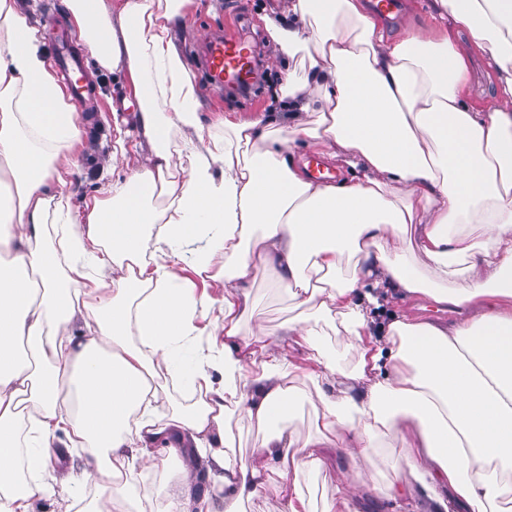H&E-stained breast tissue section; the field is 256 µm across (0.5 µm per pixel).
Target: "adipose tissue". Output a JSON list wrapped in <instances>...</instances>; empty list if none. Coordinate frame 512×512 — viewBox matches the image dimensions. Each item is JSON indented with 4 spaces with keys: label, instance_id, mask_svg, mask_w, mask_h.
<instances>
[{
    "label": "adipose tissue",
    "instance_id": "obj_1",
    "mask_svg": "<svg viewBox=\"0 0 512 512\" xmlns=\"http://www.w3.org/2000/svg\"><path fill=\"white\" fill-rule=\"evenodd\" d=\"M189 2L68 0L92 58L130 79L149 147L78 210L60 190L78 115L28 14L0 0V512H31L62 481L61 431L96 490L77 512H145L138 460L172 466L167 512H245L289 472L325 469L321 448L368 463L387 433L434 512H512V0H436L496 66L492 111L463 101L467 49L450 34L377 42L361 0H291L302 28L263 17L280 53L306 63L284 80L285 111L211 123L171 38ZM299 141L349 177L314 182L288 155ZM192 244L216 295L179 273ZM267 269L308 314L242 334ZM381 292L469 314L405 316L377 339ZM214 309L220 351L175 368ZM331 313L357 349L348 372L319 342ZM295 346L306 366L289 360ZM175 371L202 398L161 423L159 380ZM301 399L316 433L299 454L287 423ZM233 415L255 429L262 465L235 453Z\"/></svg>",
    "mask_w": 512,
    "mask_h": 512
}]
</instances>
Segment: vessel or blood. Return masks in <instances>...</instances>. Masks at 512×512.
I'll use <instances>...</instances> for the list:
<instances>
[{"label": "vessel or blood", "instance_id": "b4317fda", "mask_svg": "<svg viewBox=\"0 0 512 512\" xmlns=\"http://www.w3.org/2000/svg\"><path fill=\"white\" fill-rule=\"evenodd\" d=\"M199 63L209 86L216 91L227 87L241 91L254 85L252 49L237 38L225 36L223 30L209 31L203 37ZM54 70L70 100L82 111H92L99 101L95 81L68 36H61L55 46Z\"/></svg>", "mask_w": 512, "mask_h": 512}]
</instances>
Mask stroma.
Returning <instances> with one entry per match:
<instances>
[{"label":"stroma","mask_w":512,"mask_h":512,"mask_svg":"<svg viewBox=\"0 0 512 512\" xmlns=\"http://www.w3.org/2000/svg\"><path fill=\"white\" fill-rule=\"evenodd\" d=\"M274 9L280 16H287L286 0H191L173 27V41L188 65L206 119L217 120L226 115L252 118L281 111V86L286 73L297 69L298 64L280 60L277 46L264 27L262 15ZM216 27L237 29L253 46L260 70L254 95L243 98L234 93H218L207 85L199 69L195 46L207 31ZM446 30L450 31L454 43L471 49L463 94L465 103L481 111L495 107V68L486 53L473 47L466 29L440 17L435 0H410L402 25L376 26L377 34L387 41L436 37ZM88 69L98 82L103 104L85 115L84 133L76 149L78 166L62 188L77 208L112 181L122 178L126 170L137 167L148 152L136 134L134 114L139 104L125 72L104 70L93 62ZM252 293L255 309L252 317L244 320V330H251L258 322L275 326L303 315L286 298L274 295L270 274L259 275ZM405 315H424L449 323L458 313L451 307H436L417 295L388 298L373 310L370 330L374 337H382L390 322ZM325 454L327 468L308 482L315 502L338 498L351 483L358 488L354 500L356 512H426L418 482L394 468L406 454L395 439L388 436L382 439L379 456L370 466L355 463L339 448L326 449Z\"/></svg>","instance_id":"35a3bbf8"}]
</instances>
